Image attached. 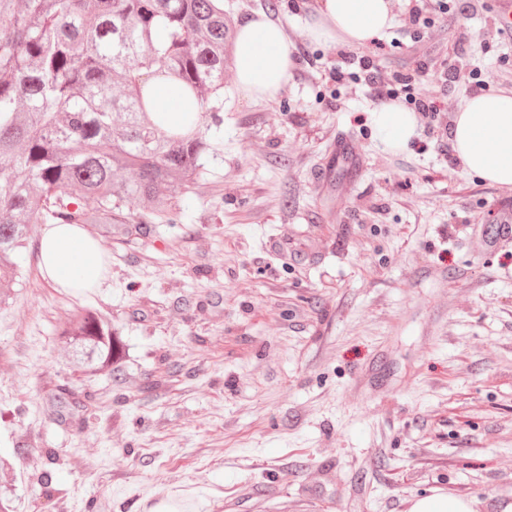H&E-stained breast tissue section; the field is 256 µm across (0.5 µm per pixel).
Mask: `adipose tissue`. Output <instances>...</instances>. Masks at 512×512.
<instances>
[{
	"label": "adipose tissue",
	"instance_id": "obj_1",
	"mask_svg": "<svg viewBox=\"0 0 512 512\" xmlns=\"http://www.w3.org/2000/svg\"><path fill=\"white\" fill-rule=\"evenodd\" d=\"M310 37L332 42L337 35L364 46L392 25L390 0H316ZM236 83L247 98L271 100L287 85L294 62L292 45L282 23L267 16L246 19L233 50ZM154 109L165 126H178L189 109L188 92L168 79ZM372 123L389 150L406 148L416 134V121L396 104L377 107ZM456 154L466 173L512 186V90L470 98L452 129ZM103 252L91 233L77 224L46 225L40 243V269L62 288H96L102 280Z\"/></svg>",
	"mask_w": 512,
	"mask_h": 512
}]
</instances>
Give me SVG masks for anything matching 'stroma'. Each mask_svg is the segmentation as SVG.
<instances>
[{"instance_id":"1","label":"stroma","mask_w":512,"mask_h":512,"mask_svg":"<svg viewBox=\"0 0 512 512\" xmlns=\"http://www.w3.org/2000/svg\"><path fill=\"white\" fill-rule=\"evenodd\" d=\"M271 14L296 49L279 97L240 96L180 224L92 228L102 287L45 278L32 225L0 304V497L14 512H409L447 493L512 503V187L450 168L444 130L385 150L367 89L336 85L338 46L308 35L312 0ZM354 47L410 72L461 53L512 89V40L469 12L413 52L402 16ZM348 134L363 166L331 148ZM124 354L75 369L76 307Z\"/></svg>"}]
</instances>
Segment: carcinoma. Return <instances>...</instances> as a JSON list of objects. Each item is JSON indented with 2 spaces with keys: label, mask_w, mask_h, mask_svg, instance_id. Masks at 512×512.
I'll return each mask as SVG.
<instances>
[{
  "label": "carcinoma",
  "mask_w": 512,
  "mask_h": 512,
  "mask_svg": "<svg viewBox=\"0 0 512 512\" xmlns=\"http://www.w3.org/2000/svg\"><path fill=\"white\" fill-rule=\"evenodd\" d=\"M235 28L216 0H0V285L22 277L13 255L31 224H92L129 233L124 210L181 224L204 176ZM178 75L196 111L162 128L143 97ZM60 336L78 361L112 368V323L75 311Z\"/></svg>",
  "instance_id": "cac0c4a2"
}]
</instances>
